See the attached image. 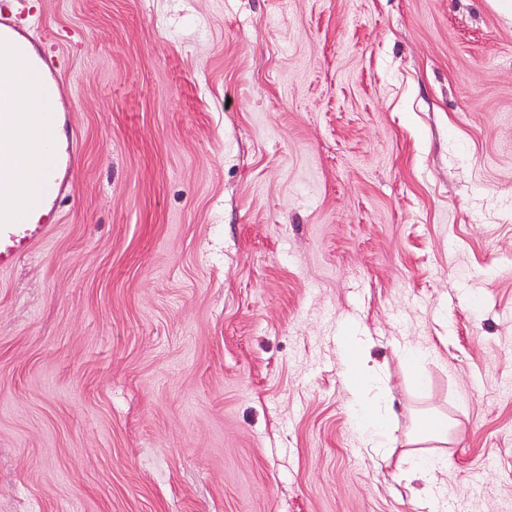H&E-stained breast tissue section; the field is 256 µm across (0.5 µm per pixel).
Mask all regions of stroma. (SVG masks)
Here are the masks:
<instances>
[{
    "label": "stroma",
    "mask_w": 512,
    "mask_h": 512,
    "mask_svg": "<svg viewBox=\"0 0 512 512\" xmlns=\"http://www.w3.org/2000/svg\"><path fill=\"white\" fill-rule=\"evenodd\" d=\"M12 7L71 73L73 190L0 272V512H432L419 454L454 512H512V8ZM434 411L447 447L408 444ZM357 361L356 365L354 359H350L345 374L346 387L353 401H357L366 390L380 383L379 377L375 375L374 367L368 365L369 359L364 352L357 354ZM358 415L363 422L365 434L368 438L376 435H384L389 430V422L382 414L379 407H368L360 405L357 409Z\"/></svg>",
    "instance_id": "obj_1"
}]
</instances>
